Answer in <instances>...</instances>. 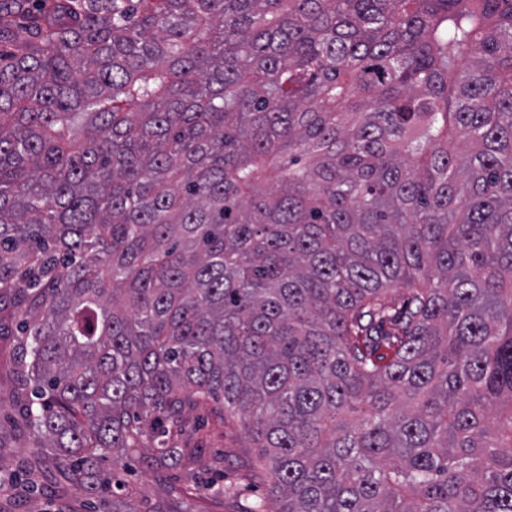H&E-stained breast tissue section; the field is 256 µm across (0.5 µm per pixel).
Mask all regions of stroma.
<instances>
[{
  "label": "stroma",
  "mask_w": 512,
  "mask_h": 512,
  "mask_svg": "<svg viewBox=\"0 0 512 512\" xmlns=\"http://www.w3.org/2000/svg\"><path fill=\"white\" fill-rule=\"evenodd\" d=\"M16 326L11 316L0 319V476L13 483L11 494L0 498V512H112L111 489L92 495L69 479L54 457L37 447L11 406ZM161 442L177 449L175 460L148 463L137 455L120 472L135 494L137 512H152L158 502L169 512H249L256 506L278 512L281 503L272 488L269 461L254 447L239 416L225 413L223 401L190 404ZM201 484L224 494L199 497Z\"/></svg>",
  "instance_id": "35a3bbf8"
}]
</instances>
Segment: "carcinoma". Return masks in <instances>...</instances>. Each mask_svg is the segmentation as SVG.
Instances as JSON below:
<instances>
[{
	"mask_svg": "<svg viewBox=\"0 0 512 512\" xmlns=\"http://www.w3.org/2000/svg\"><path fill=\"white\" fill-rule=\"evenodd\" d=\"M8 305L91 490L213 398L278 512H512V0H0Z\"/></svg>",
	"mask_w": 512,
	"mask_h": 512,
	"instance_id": "obj_1",
	"label": "carcinoma"
}]
</instances>
